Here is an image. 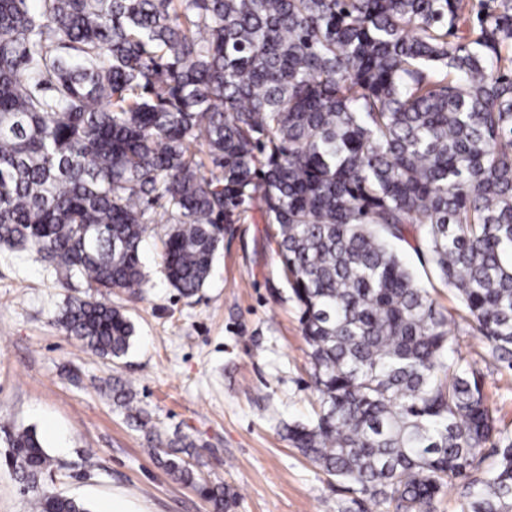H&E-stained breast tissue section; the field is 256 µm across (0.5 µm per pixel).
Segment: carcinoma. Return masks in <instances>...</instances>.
<instances>
[{"instance_id": "obj_1", "label": "carcinoma", "mask_w": 512, "mask_h": 512, "mask_svg": "<svg viewBox=\"0 0 512 512\" xmlns=\"http://www.w3.org/2000/svg\"><path fill=\"white\" fill-rule=\"evenodd\" d=\"M251 210L309 348L293 447L385 512H435L449 485L458 512H512V432L435 286L512 372V0H0V249L95 289L59 312L67 338L125 357L134 324L96 293L142 292L157 218L190 297ZM110 392L148 426L130 382ZM5 434L37 488L41 437ZM169 447L194 482L193 443ZM204 491L224 512V487ZM33 508L91 512L46 492Z\"/></svg>"}]
</instances>
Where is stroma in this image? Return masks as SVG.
<instances>
[{"label":"stroma","mask_w":512,"mask_h":512,"mask_svg":"<svg viewBox=\"0 0 512 512\" xmlns=\"http://www.w3.org/2000/svg\"><path fill=\"white\" fill-rule=\"evenodd\" d=\"M163 225L145 247L141 294L108 300L135 326L129 354L110 361L66 338L56 315L83 282L62 288L35 253L0 250V428L32 427L51 464L44 489L88 501L93 512H214L207 486L234 498L227 512H337L342 485L306 459L283 427L307 420L314 398L299 310L259 212L229 225L205 286L189 298L162 272ZM455 343L477 361L484 392L512 431V373L484 360L466 324ZM132 381L151 430L130 426L107 389ZM192 440L188 485L161 460L173 434ZM0 431V512H32Z\"/></svg>","instance_id":"stroma-1"}]
</instances>
